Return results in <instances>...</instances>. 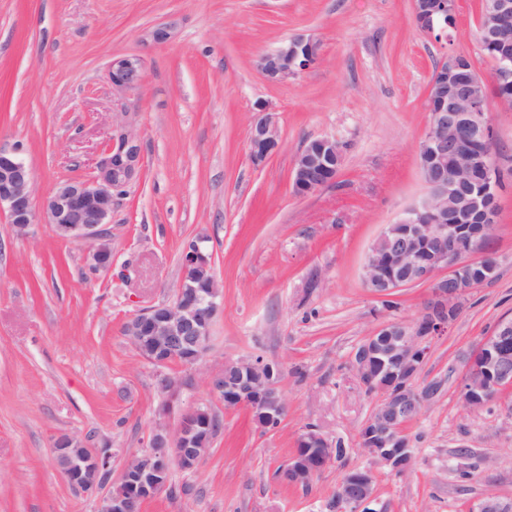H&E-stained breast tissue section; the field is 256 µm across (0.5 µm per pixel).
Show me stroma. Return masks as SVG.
I'll return each mask as SVG.
<instances>
[{
	"label": "stroma",
	"mask_w": 512,
	"mask_h": 512,
	"mask_svg": "<svg viewBox=\"0 0 512 512\" xmlns=\"http://www.w3.org/2000/svg\"><path fill=\"white\" fill-rule=\"evenodd\" d=\"M479 12L480 0H456L438 42L418 28L412 0H0V146L19 149L35 198L94 175L115 126L129 125L142 147L112 208L110 270L91 272L89 245L44 220L20 237L0 214V512H94L57 469L59 436L116 450L117 469L158 420L176 426L124 326L171 300L182 248L199 236L224 307L180 405L211 407L223 429L201 465L173 469L142 512H325L342 474L371 466L358 435L377 397L353 354L382 321L417 318L431 288L400 289L388 309L363 268L386 225L426 192L418 146L436 64L463 53L491 77L476 47ZM163 25L168 40L153 41ZM298 35L318 43V63L269 83L260 57ZM128 55L143 58L144 77L119 92L107 70ZM263 106L281 147L257 164L248 134ZM491 117L505 167L485 245L496 276L431 342L417 385L441 393L405 427L411 470H376V512H470L490 493L512 502V390L481 410L460 395L471 353L512 315V112ZM324 136L343 147L336 178L296 196L295 156ZM257 356L282 370L287 412L273 431L225 409L205 381ZM309 426L346 455L308 486L285 483L279 471Z\"/></svg>",
	"instance_id": "obj_1"
}]
</instances>
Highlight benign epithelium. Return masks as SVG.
I'll list each match as a JSON object with an SVG mask.
<instances>
[{"instance_id": "7a95c632", "label": "benign epithelium", "mask_w": 512, "mask_h": 512, "mask_svg": "<svg viewBox=\"0 0 512 512\" xmlns=\"http://www.w3.org/2000/svg\"><path fill=\"white\" fill-rule=\"evenodd\" d=\"M455 0H413L417 26L430 36L448 38L453 25ZM484 21L479 27L477 48L493 43L501 48L496 78L512 80V0H482ZM317 43L293 37L263 56L259 67L272 82H282L310 69L319 61ZM144 61L128 56L112 62L108 79L112 88L125 90L139 85ZM488 98L486 82L478 76L473 60L464 54H448L434 70L426 102L428 127L418 155L432 159L422 165L427 195L397 221L412 233L390 239L393 225L385 227L371 247L364 266V283L376 296L389 298L401 288L427 284L432 295L420 316L411 322L386 320L355 354L353 366L362 385L380 397L359 440L372 458L373 467L344 473L331 496L333 512H375L374 467L405 474L412 463L409 438L403 427L407 418L431 402L427 390L416 386L431 341L448 332L460 301L474 288V275L489 277L496 260L482 252L484 241L497 224L495 194L468 198L460 186L476 166L484 180L496 186L501 165L491 161L490 122L484 113ZM250 127L248 142L252 160L263 163L281 144L278 126L267 109ZM342 147L336 139L319 137L305 142L298 151L292 172L293 191L306 196L336 178ZM141 163L139 139L127 130L110 139L97 173L86 180L54 184L42 203L46 223L55 234L93 244L91 269L112 268L107 242L114 198L137 177ZM0 211L19 235L27 234L36 218L33 175L18 150L0 147ZM211 265L206 239L191 242L183 253L184 275L169 302L153 305L131 318L127 334L139 351L171 353L185 346H208L214 321L224 305L221 285L212 279L201 291L190 284L191 272ZM232 362L207 376L210 393L224 399L227 409L247 408L253 419L268 430L283 418L286 406L279 392L281 367L275 362L240 360V372L232 375ZM196 368L173 380L157 372L156 385L165 399L168 414L179 402L181 391L194 384ZM512 389V316L502 318L492 336L471 355L462 385L465 403L475 409L495 401ZM212 432L198 419L195 409L181 411L174 428L160 423L148 446L127 456L119 479L127 493L112 494L106 476L112 471L115 452L82 444L63 446L58 437L55 461L62 477L75 489L94 498L95 512H140L141 504L168 486L172 467L182 471L198 468L210 448L199 445ZM304 451L295 452L282 470V479L303 485L320 475L335 459L336 449L316 429L299 437ZM473 512H512V502L494 495L484 497Z\"/></svg>"}]
</instances>
